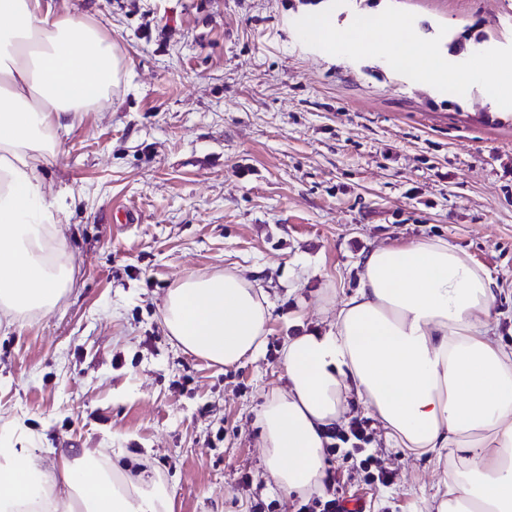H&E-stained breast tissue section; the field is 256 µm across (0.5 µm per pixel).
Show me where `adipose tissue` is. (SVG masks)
Wrapping results in <instances>:
<instances>
[{
  "label": "adipose tissue",
  "instance_id": "adipose-tissue-1",
  "mask_svg": "<svg viewBox=\"0 0 512 512\" xmlns=\"http://www.w3.org/2000/svg\"><path fill=\"white\" fill-rule=\"evenodd\" d=\"M381 51L422 81L482 85L512 108V60L459 67L424 48L400 18ZM127 77L105 28L54 14L49 0H0V313L41 314L72 278L61 206L45 200L37 164L78 113L112 106ZM489 272L442 238L373 248L330 329L290 337L286 381L255 416L264 475L288 495L322 494L328 432L359 400L390 447L429 456L443 475L419 512H512V345L493 334ZM271 304L233 268L170 288L162 318L186 351L231 366L258 354ZM0 512H171L165 486L119 457L61 449L53 465L0 444Z\"/></svg>",
  "mask_w": 512,
  "mask_h": 512
}]
</instances>
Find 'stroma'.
<instances>
[{"mask_svg": "<svg viewBox=\"0 0 512 512\" xmlns=\"http://www.w3.org/2000/svg\"><path fill=\"white\" fill-rule=\"evenodd\" d=\"M108 22L130 81L106 112L74 121L39 163L63 204L73 286L58 306L0 327V439L49 466L53 448L122 451L161 481L172 512H295L262 476L254 425L284 382L286 339L327 331L386 243L441 237L501 293L495 332L512 344V111L474 84L434 86L363 46L326 54L299 15L336 27L400 15L434 50L481 23L477 56L512 58V0H52ZM235 267L268 294L261 351L224 367L179 347L161 315L184 277ZM355 419L390 483L329 457L337 496L364 512H418L442 470L388 447Z\"/></svg>", "mask_w": 512, "mask_h": 512, "instance_id": "stroma-1", "label": "stroma"}]
</instances>
